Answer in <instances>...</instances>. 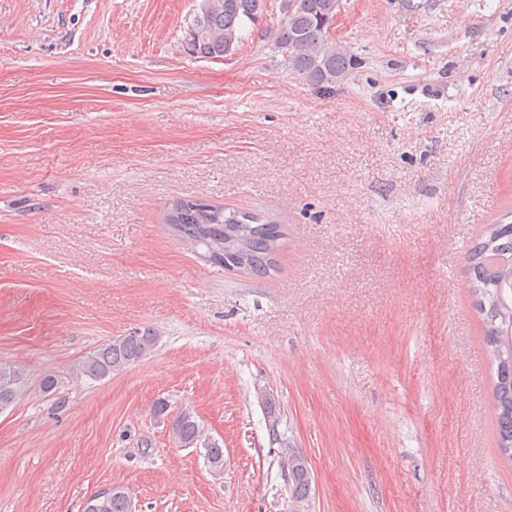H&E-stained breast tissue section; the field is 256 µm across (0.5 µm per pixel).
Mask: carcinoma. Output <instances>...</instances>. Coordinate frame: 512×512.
Returning a JSON list of instances; mask_svg holds the SVG:
<instances>
[{
	"mask_svg": "<svg viewBox=\"0 0 512 512\" xmlns=\"http://www.w3.org/2000/svg\"><path fill=\"white\" fill-rule=\"evenodd\" d=\"M337 0H287L288 15L278 27L274 42L290 70L317 86L330 87L348 74L350 57L331 37L329 21L336 17ZM264 10V0H210L197 20L187 22L186 52L197 59L219 60L232 54L248 25L255 24ZM166 223L175 227L185 243L205 249L208 261L224 265V256H237L242 269L266 277L275 267L280 226L268 224L252 213L186 199L172 203ZM470 290L485 327V348L496 365L493 409L499 454L512 464V223L491 224L485 238L468 256ZM160 340L151 328L134 329L88 353L78 372L100 379L150 355ZM27 388L22 368L0 360V408L10 407ZM171 436L181 447L203 449L211 471L224 469V449L204 434L198 416L184 408L171 423ZM288 466L289 503H309L312 472L306 457L295 452ZM83 512H131V498L123 487L93 495Z\"/></svg>",
	"mask_w": 512,
	"mask_h": 512,
	"instance_id": "obj_1",
	"label": "carcinoma"
}]
</instances>
